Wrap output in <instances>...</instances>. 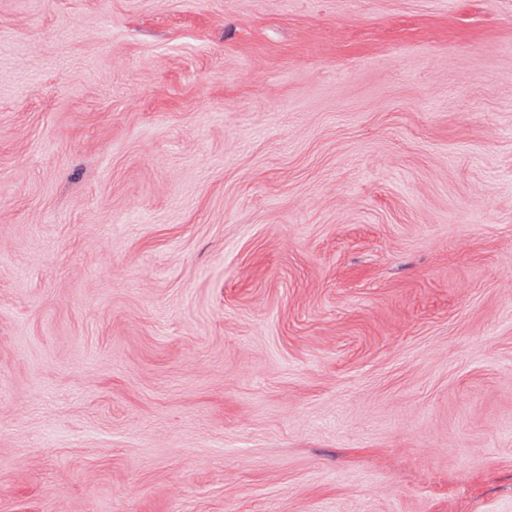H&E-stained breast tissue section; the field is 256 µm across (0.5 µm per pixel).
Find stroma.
Instances as JSON below:
<instances>
[{
    "mask_svg": "<svg viewBox=\"0 0 512 512\" xmlns=\"http://www.w3.org/2000/svg\"><path fill=\"white\" fill-rule=\"evenodd\" d=\"M0 512H512V0H0Z\"/></svg>",
    "mask_w": 512,
    "mask_h": 512,
    "instance_id": "1",
    "label": "stroma"
}]
</instances>
